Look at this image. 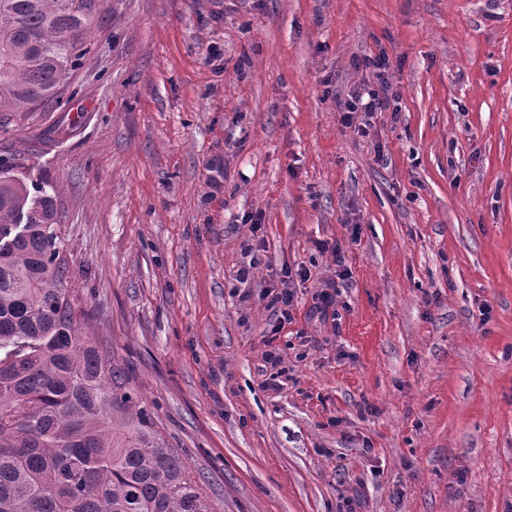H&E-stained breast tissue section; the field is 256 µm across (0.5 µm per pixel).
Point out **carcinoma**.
<instances>
[{
    "label": "carcinoma",
    "mask_w": 512,
    "mask_h": 512,
    "mask_svg": "<svg viewBox=\"0 0 512 512\" xmlns=\"http://www.w3.org/2000/svg\"><path fill=\"white\" fill-rule=\"evenodd\" d=\"M101 0H0V128L62 104ZM0 163V512H217L91 331L53 197Z\"/></svg>",
    "instance_id": "carcinoma-1"
}]
</instances>
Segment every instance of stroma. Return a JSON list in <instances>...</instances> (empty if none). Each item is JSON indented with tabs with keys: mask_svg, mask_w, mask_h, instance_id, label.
Instances as JSON below:
<instances>
[{
	"mask_svg": "<svg viewBox=\"0 0 512 512\" xmlns=\"http://www.w3.org/2000/svg\"><path fill=\"white\" fill-rule=\"evenodd\" d=\"M85 44L0 157L221 512H512V0H103ZM360 90L350 96L346 113L343 114L345 124L352 123L353 114L356 112L372 114L373 112H383L390 107V98L385 91L380 94V89L369 88V86L363 88V92Z\"/></svg>",
	"mask_w": 512,
	"mask_h": 512,
	"instance_id": "obj_1",
	"label": "stroma"
}]
</instances>
